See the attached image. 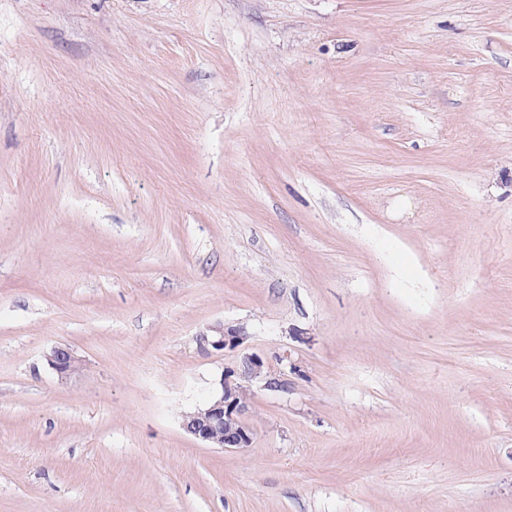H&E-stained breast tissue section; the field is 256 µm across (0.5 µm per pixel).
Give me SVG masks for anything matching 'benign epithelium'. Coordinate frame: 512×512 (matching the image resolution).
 Segmentation results:
<instances>
[{
	"instance_id": "obj_1",
	"label": "benign epithelium",
	"mask_w": 512,
	"mask_h": 512,
	"mask_svg": "<svg viewBox=\"0 0 512 512\" xmlns=\"http://www.w3.org/2000/svg\"><path fill=\"white\" fill-rule=\"evenodd\" d=\"M198 345L205 352L235 350L247 341V334L239 328L218 323L197 336ZM49 368L61 381L77 375L82 360L67 345H57L44 354ZM259 381L271 391L288 390V382L281 376L266 371L264 358L252 352L242 356L240 368H227L220 375L216 392L202 406L183 414L181 427L194 439L210 448L244 450L252 446L253 431L249 413L246 383Z\"/></svg>"
}]
</instances>
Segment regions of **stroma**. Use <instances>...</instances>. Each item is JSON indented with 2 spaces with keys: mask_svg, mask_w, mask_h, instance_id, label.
<instances>
[{
  "mask_svg": "<svg viewBox=\"0 0 512 512\" xmlns=\"http://www.w3.org/2000/svg\"><path fill=\"white\" fill-rule=\"evenodd\" d=\"M0 512H512V0H0ZM247 334L240 328L218 323L208 327L197 336L198 345L204 352L235 350L247 341ZM44 359L61 381L70 380L82 368V360L66 345L54 346L44 354ZM259 381L264 389L286 391L288 382L271 376L256 352L242 356L240 368H226L217 382L216 392L194 411L183 414L181 427L209 448L244 450L253 443V431L247 417L248 390L245 382Z\"/></svg>",
  "mask_w": 512,
  "mask_h": 512,
  "instance_id": "1",
  "label": "stroma"
}]
</instances>
